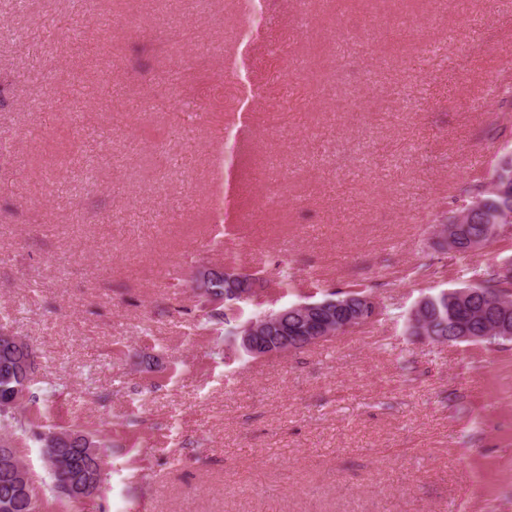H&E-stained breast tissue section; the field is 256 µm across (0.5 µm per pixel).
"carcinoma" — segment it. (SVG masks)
Instances as JSON below:
<instances>
[{
  "label": "carcinoma",
  "instance_id": "obj_1",
  "mask_svg": "<svg viewBox=\"0 0 512 512\" xmlns=\"http://www.w3.org/2000/svg\"><path fill=\"white\" fill-rule=\"evenodd\" d=\"M50 26L63 30L73 40L82 37L80 14L57 17L50 16ZM479 196L476 208L460 216H452L447 223L458 228L455 254L465 255L472 251L471 244L487 248L501 236L505 219L512 214V151H504L497 162L495 180L492 187L482 185L474 187ZM241 280L234 284L224 281L221 275L215 278L208 288L209 302L215 308L207 312V319H224V335L234 336L243 314V306L250 299H242L235 294L237 290L251 289L261 281L259 272H242ZM495 294L500 303L493 309L484 306L482 294ZM336 301L345 304V310L358 313L367 306L371 295L365 289L334 292ZM426 302L418 312L417 322L429 336L428 343L448 342L451 336L463 337L465 343H483V336L494 329L502 318L512 322V283L501 279L499 265L489 264L479 274L476 284L459 289L441 290L428 295ZM27 383V387L36 384V378L29 377L16 367V348L0 338V398L13 397L16 387ZM63 434L75 436L84 444L69 449V453L58 460L56 468L50 470L52 476L51 491L60 501H70L63 493L65 485L76 477L89 475L102 476L100 448L96 441L80 431L65 430ZM0 512H38V493L30 471L22 460L14 458L12 469L0 471Z\"/></svg>",
  "mask_w": 512,
  "mask_h": 512
}]
</instances>
